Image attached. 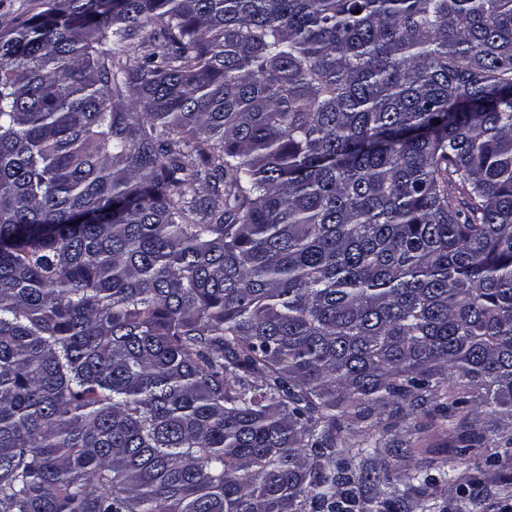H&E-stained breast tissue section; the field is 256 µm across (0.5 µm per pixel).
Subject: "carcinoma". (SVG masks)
<instances>
[{
  "mask_svg": "<svg viewBox=\"0 0 512 512\" xmlns=\"http://www.w3.org/2000/svg\"><path fill=\"white\" fill-rule=\"evenodd\" d=\"M407 409L467 412L466 448L512 419V0H28L0 29V512L478 501L446 460L371 463Z\"/></svg>",
  "mask_w": 512,
  "mask_h": 512,
  "instance_id": "carcinoma-1",
  "label": "carcinoma"
}]
</instances>
